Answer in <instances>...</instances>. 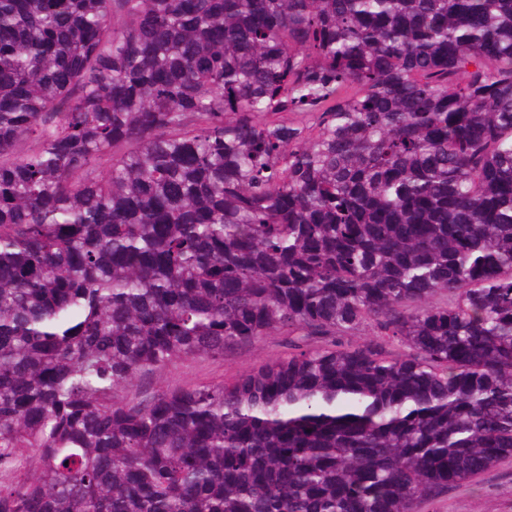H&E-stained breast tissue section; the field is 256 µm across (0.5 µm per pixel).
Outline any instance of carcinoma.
<instances>
[{
	"label": "carcinoma",
	"mask_w": 512,
	"mask_h": 512,
	"mask_svg": "<svg viewBox=\"0 0 512 512\" xmlns=\"http://www.w3.org/2000/svg\"><path fill=\"white\" fill-rule=\"evenodd\" d=\"M274 331L324 345L114 399ZM508 458L512 0H0V512H422Z\"/></svg>",
	"instance_id": "obj_1"
}]
</instances>
